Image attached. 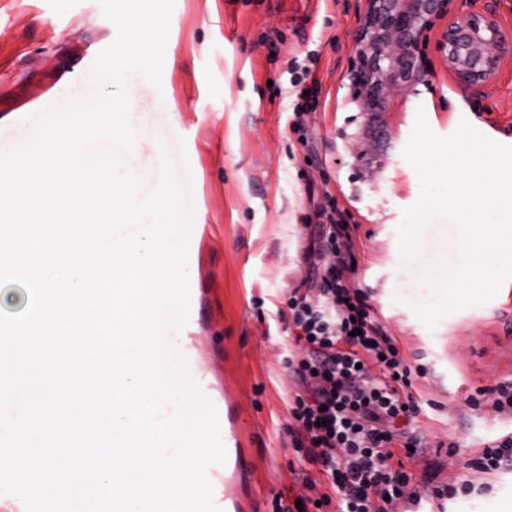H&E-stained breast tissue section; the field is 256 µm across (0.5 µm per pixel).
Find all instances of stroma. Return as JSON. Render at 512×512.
Segmentation results:
<instances>
[{"label":"stroma","instance_id":"1","mask_svg":"<svg viewBox=\"0 0 512 512\" xmlns=\"http://www.w3.org/2000/svg\"><path fill=\"white\" fill-rule=\"evenodd\" d=\"M362 0H175L161 87L138 76L131 110L138 134L122 167L153 188L162 160L191 181L190 220L196 250L187 267L197 331L208 341L200 362L226 399L240 439V475L232 492L253 512H271L274 496H306L294 473L288 402L294 383L283 365L289 344L281 316L289 289L319 294L314 263L320 224L338 210L355 227L351 278L379 320L396 336L405 361L423 366L416 387L417 427L427 442L422 461L407 462L421 477L465 475L478 450L511 432L490 408L470 398L512 378V279L496 297L426 328L411 302L429 296L420 276L444 249L451 227L435 222L422 257L402 263L397 229L420 194L402 151L424 112L432 131L452 134L460 121L512 146V63L481 96L466 98L443 65L434 92L390 112L395 165L373 179H355L342 163L340 131L355 132L343 100L351 33ZM117 36L99 0H0V116L15 138L35 99L58 104L85 93L99 53ZM311 66L318 91L298 99L295 66ZM307 111L293 129L295 107ZM424 512H512V473L493 489Z\"/></svg>","mask_w":512,"mask_h":512}]
</instances>
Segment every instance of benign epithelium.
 Masks as SVG:
<instances>
[{"instance_id":"obj_1","label":"benign epithelium","mask_w":512,"mask_h":512,"mask_svg":"<svg viewBox=\"0 0 512 512\" xmlns=\"http://www.w3.org/2000/svg\"><path fill=\"white\" fill-rule=\"evenodd\" d=\"M458 0H363L351 34L344 106L358 112L344 148L357 171L378 174L394 164L395 132L384 116L396 102L407 104L432 90L433 59L456 86L473 98L512 61V26L503 22L497 0L463 10Z\"/></svg>"}]
</instances>
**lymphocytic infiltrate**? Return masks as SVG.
Segmentation results:
<instances>
[{"label": "lymphocytic infiltrate", "mask_w": 512, "mask_h": 512, "mask_svg": "<svg viewBox=\"0 0 512 512\" xmlns=\"http://www.w3.org/2000/svg\"><path fill=\"white\" fill-rule=\"evenodd\" d=\"M320 236L323 252L337 256L322 270L320 299L300 288L284 298L292 337L284 363L295 387L288 430L320 491L299 503L275 496L272 512H419L426 502L489 491L512 472V433L481 449L469 475L414 490L406 463L424 448L414 428L423 371L405 362L398 338L351 283V226L333 218Z\"/></svg>", "instance_id": "f902f5d3"}]
</instances>
